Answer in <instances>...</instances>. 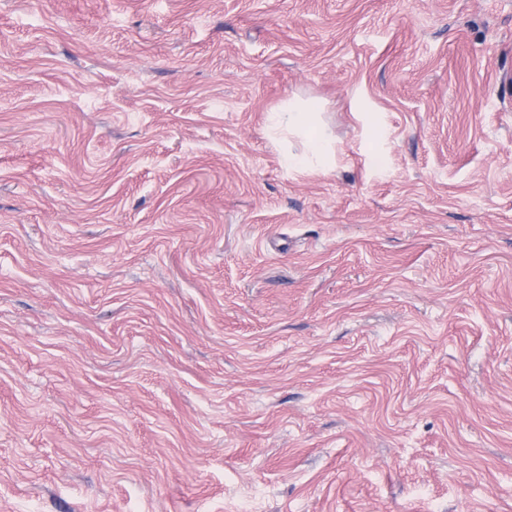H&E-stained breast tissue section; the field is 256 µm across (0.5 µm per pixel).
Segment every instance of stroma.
Here are the masks:
<instances>
[{
  "label": "stroma",
  "mask_w": 512,
  "mask_h": 512,
  "mask_svg": "<svg viewBox=\"0 0 512 512\" xmlns=\"http://www.w3.org/2000/svg\"><path fill=\"white\" fill-rule=\"evenodd\" d=\"M0 512H512V0H0ZM273 114L275 128L302 132L312 156L322 158L326 155L328 140L323 130L313 123L311 112L288 107Z\"/></svg>",
  "instance_id": "35a3bbf8"
}]
</instances>
